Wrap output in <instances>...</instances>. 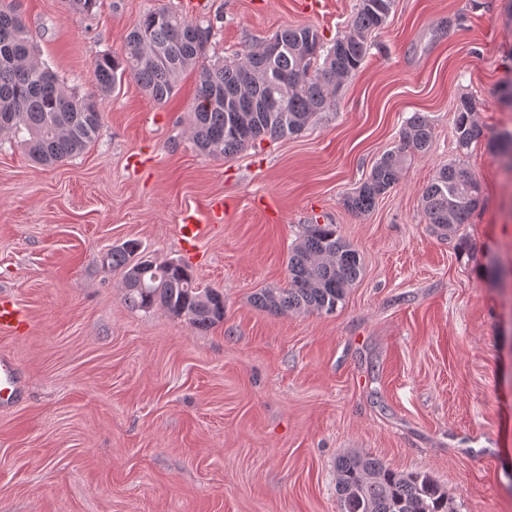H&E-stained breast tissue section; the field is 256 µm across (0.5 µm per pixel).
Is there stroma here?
I'll list each match as a JSON object with an SVG mask.
<instances>
[{
    "instance_id": "1",
    "label": "stroma",
    "mask_w": 512,
    "mask_h": 512,
    "mask_svg": "<svg viewBox=\"0 0 512 512\" xmlns=\"http://www.w3.org/2000/svg\"><path fill=\"white\" fill-rule=\"evenodd\" d=\"M357 0H206L211 61L287 25L341 35ZM154 0H21L38 57L70 87L119 49ZM507 0H395L333 105L299 135L221 159L190 134L195 76L164 104L127 80L103 99L82 155L36 165L0 137V298L28 314L0 333L22 394L0 407V512H339L336 460L367 454L430 473L455 512H512V169L489 146L512 130ZM483 135L456 149V104ZM433 123L369 213L343 204L413 113ZM479 179L469 224L443 235L421 196L439 166ZM224 203L221 215L212 200ZM204 233L179 235L184 210ZM335 225L362 274L335 313L272 315L253 297L288 282L305 225ZM187 263L224 294L197 328L131 308L108 249Z\"/></svg>"
}]
</instances>
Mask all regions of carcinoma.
I'll return each instance as SVG.
<instances>
[{"label":"carcinoma","instance_id":"1","mask_svg":"<svg viewBox=\"0 0 512 512\" xmlns=\"http://www.w3.org/2000/svg\"><path fill=\"white\" fill-rule=\"evenodd\" d=\"M394 0H358L348 29L332 42L311 25L278 30L260 46L234 61L206 62L213 26L192 21L166 6H153L139 17L118 50L98 55L94 90L80 94L36 61V46L19 0H0V136L20 140L37 164L51 166L72 159L100 134V99L127 78L156 103L166 102L182 76L196 72L190 112L192 141L204 155L222 158L266 138L302 133L312 118L330 108L342 81L365 60L370 37L386 22ZM475 103L459 99L455 137L464 151L482 130L473 119ZM242 120L233 135L228 127ZM432 143L431 119L409 117L399 144L385 153L367 179L344 198L348 210L363 215L399 180L407 158L425 154ZM482 199V186L468 169L441 166L421 198L434 229L454 233ZM139 244L127 241L106 253L109 266L123 271L125 299L148 310L161 305L198 328L224 320V295L199 287L188 266L134 259ZM285 288H264L253 297L274 315L286 311L330 314L344 300L362 271L360 253L333 224H309L287 261ZM336 493L341 512H454L448 493L427 472L400 473L379 459L348 453L336 460Z\"/></svg>","mask_w":512,"mask_h":512}]
</instances>
